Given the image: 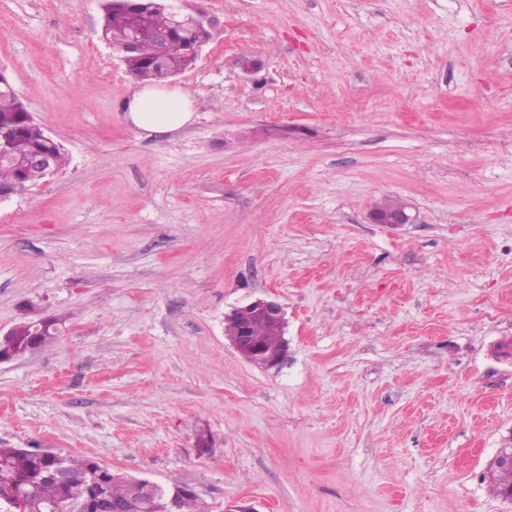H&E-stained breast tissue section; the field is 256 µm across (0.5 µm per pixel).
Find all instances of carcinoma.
<instances>
[{
    "label": "carcinoma",
    "mask_w": 512,
    "mask_h": 512,
    "mask_svg": "<svg viewBox=\"0 0 512 512\" xmlns=\"http://www.w3.org/2000/svg\"><path fill=\"white\" fill-rule=\"evenodd\" d=\"M148 28L166 30L171 35L172 50L161 62L155 60V46L149 38L142 40L137 53H126L130 39ZM101 35L122 54L127 73L144 83L159 82L185 70L196 60L193 46L210 40L208 29L196 24L195 15L174 18L158 0H106ZM0 137L9 143L15 156L12 163L0 162V191L8 197L47 179L40 169L24 163L30 155L50 154L56 172L66 164L61 146L46 137L12 86L1 83ZM241 323L247 324L267 348L281 347L283 336L277 328L246 311L228 319L227 336L233 337ZM56 335L54 317L19 323L0 339V354L22 355L51 344ZM54 465L53 457L41 450L0 447V512H65V504L76 488L89 498L96 490L105 489L112 500L125 506L126 512H159L162 501L168 500L166 495L161 500L151 495L146 481L114 473L92 459L65 456V481L47 477Z\"/></svg>",
    "instance_id": "1"
}]
</instances>
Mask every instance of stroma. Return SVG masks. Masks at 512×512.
Wrapping results in <instances>:
<instances>
[{"instance_id": "obj_1", "label": "stroma", "mask_w": 512, "mask_h": 512, "mask_svg": "<svg viewBox=\"0 0 512 512\" xmlns=\"http://www.w3.org/2000/svg\"><path fill=\"white\" fill-rule=\"evenodd\" d=\"M104 2L0 0V74L68 159L0 202V336L60 321L0 361V447L202 512H512L483 478L512 434V0H185L222 27L165 134L124 118ZM258 298L272 368L226 334ZM371 217L376 224H406L409 221L405 207L399 203L391 206L378 204L373 209ZM247 307H250L256 316L274 326L251 312L239 311L228 319L227 336L232 338L240 323L247 324L254 336L250 334L247 326H242L232 340L233 347L250 363L264 367L277 365L284 357L288 342L285 341L280 351L268 349L276 350L282 345L283 336L275 327L280 326L284 330L285 319L281 305L272 300L258 299L249 303ZM38 325L42 332L33 335L32 329ZM57 320L54 317H44L37 321H27L17 324L9 334L0 339V354L19 356L30 350L39 349L51 344L57 335Z\"/></svg>"}]
</instances>
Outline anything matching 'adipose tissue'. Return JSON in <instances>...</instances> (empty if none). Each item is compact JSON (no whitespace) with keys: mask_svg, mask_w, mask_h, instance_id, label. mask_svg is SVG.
I'll use <instances>...</instances> for the list:
<instances>
[{"mask_svg":"<svg viewBox=\"0 0 512 512\" xmlns=\"http://www.w3.org/2000/svg\"><path fill=\"white\" fill-rule=\"evenodd\" d=\"M125 120L135 128L155 134L166 133L193 121L195 101L180 88L142 85L125 98Z\"/></svg>","mask_w":512,"mask_h":512,"instance_id":"obj_1","label":"adipose tissue"}]
</instances>
